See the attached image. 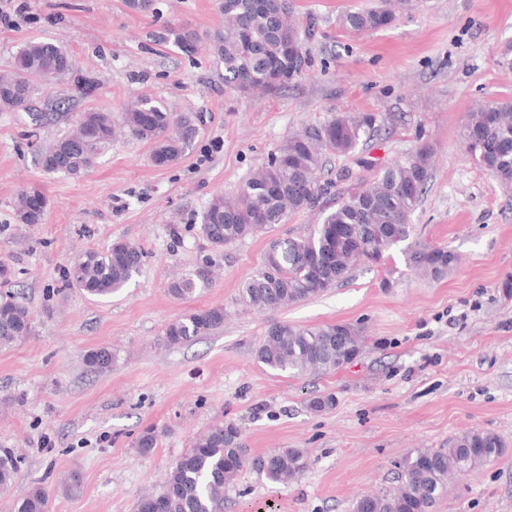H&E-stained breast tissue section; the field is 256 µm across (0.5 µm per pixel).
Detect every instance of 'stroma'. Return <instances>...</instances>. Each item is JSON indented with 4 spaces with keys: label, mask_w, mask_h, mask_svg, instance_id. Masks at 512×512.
<instances>
[{
    "label": "stroma",
    "mask_w": 512,
    "mask_h": 512,
    "mask_svg": "<svg viewBox=\"0 0 512 512\" xmlns=\"http://www.w3.org/2000/svg\"><path fill=\"white\" fill-rule=\"evenodd\" d=\"M292 18L314 22L311 63L273 97L225 88L210 38L224 24L220 0H153L145 14L125 0H0V69L30 39H58L71 52L77 83L42 85L36 104L58 99L52 119L0 111V261L33 316V332L0 350V448L22 459L0 512L35 485L48 512H136L157 493L172 463L212 425L232 422L251 455L300 449L303 473L288 487L243 469L224 490V512H350L353 500L394 484L395 465L418 448H444L477 429L498 434L503 454L449 478L436 512H512V188L499 186L466 153L471 112L512 97V0H409L386 28L345 34L341 15L375 0H290ZM184 26L195 54L157 41ZM139 97L193 112L202 131L175 164L158 166L150 147L116 137L78 177L44 173L40 149L89 109L120 115ZM334 112L393 120L372 140L377 167L432 152L430 179L412 214L415 236L459 257L441 280L411 271L401 253L382 266L356 265L349 278L276 311L246 306L240 291L259 266L266 239L224 250L213 288L178 301L168 287L203 256L198 232L212 197L233 195L288 135ZM36 186L45 220L20 223L15 200ZM138 245L145 269L120 293L93 298L62 289L65 268L113 241ZM220 306L218 332L180 346L163 331L185 313ZM349 323L365 343L349 366L292 378L255 357L268 327ZM107 345L110 372H90L84 355ZM333 395L332 408L309 401ZM148 428L158 444L140 454ZM78 472V493L63 480Z\"/></svg>",
    "instance_id": "1"
}]
</instances>
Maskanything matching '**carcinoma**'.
Here are the masks:
<instances>
[{
    "label": "carcinoma",
    "mask_w": 512,
    "mask_h": 512,
    "mask_svg": "<svg viewBox=\"0 0 512 512\" xmlns=\"http://www.w3.org/2000/svg\"><path fill=\"white\" fill-rule=\"evenodd\" d=\"M406 0H380L373 8L348 12L340 18L351 36L391 24ZM289 0H221L224 30L214 37L215 53L224 66V85L243 94L276 96L300 77L309 64L306 42L311 27L299 30L289 20ZM161 39L185 52L194 48L196 35L171 27ZM75 73L71 53L52 40L33 39L18 47L0 71V111H31L40 82L70 80ZM200 117L168 111L160 102L139 98L123 111L121 123L110 112L89 110L74 127L40 152L47 173L78 177L92 168L122 132L152 147L159 166L177 161L200 130ZM381 130L372 113L336 112L322 122L293 132L267 161L252 171L236 195L214 196L202 214L199 233L210 253L170 283L177 299L192 298L212 287L224 248L246 238L271 232L288 216L310 210L327 194L332 181H323L329 155L356 157L366 169L374 163L363 153ZM467 152L504 187L512 186V98H505L469 115ZM431 151L419 146L403 162L379 169L374 182L339 193L336 206L322 210L321 223L305 236L272 239L253 275L244 283L242 302L257 311L286 308L318 296L344 282L353 265L364 261L381 265L395 250L407 265L436 280L448 275L457 256L445 247L414 237L411 215L426 191ZM17 219L39 224L27 190L15 201ZM144 266V252L118 240L102 250H91L67 269L61 289L78 288L103 298L126 287ZM224 327V308L214 306L184 314L167 324L164 341L179 346ZM32 333L28 306L10 290L0 291V349L10 348ZM363 336L348 323L303 327L277 322L255 349L259 363L291 377L308 372H338L360 354ZM115 354L98 347L84 356L96 373L112 370ZM504 450L495 433L470 430L448 441L446 448H418L398 463L397 485L355 499L352 512H435L448 486V475L488 463ZM252 466L275 484H288L305 469L303 453L284 448L251 457L240 428L231 423L210 427L174 462L162 489L138 500L137 512H222L224 489L244 468ZM21 459L0 448V493L12 489ZM49 493L35 486L14 503V512H47Z\"/></svg>",
    "instance_id": "obj_1"
}]
</instances>
